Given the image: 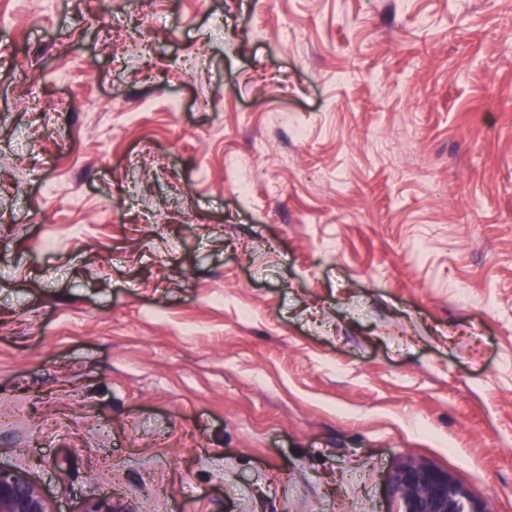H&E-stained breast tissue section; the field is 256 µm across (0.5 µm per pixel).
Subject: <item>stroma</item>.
<instances>
[{"mask_svg": "<svg viewBox=\"0 0 512 512\" xmlns=\"http://www.w3.org/2000/svg\"><path fill=\"white\" fill-rule=\"evenodd\" d=\"M404 458L512 512V0H0V467L396 512Z\"/></svg>", "mask_w": 512, "mask_h": 512, "instance_id": "1", "label": "stroma"}]
</instances>
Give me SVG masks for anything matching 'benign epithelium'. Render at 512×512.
<instances>
[{
  "instance_id": "benign-epithelium-1",
  "label": "benign epithelium",
  "mask_w": 512,
  "mask_h": 512,
  "mask_svg": "<svg viewBox=\"0 0 512 512\" xmlns=\"http://www.w3.org/2000/svg\"><path fill=\"white\" fill-rule=\"evenodd\" d=\"M399 512H485L446 470L412 459L400 461L388 476ZM0 512H52L41 489L25 474L0 467Z\"/></svg>"
}]
</instances>
